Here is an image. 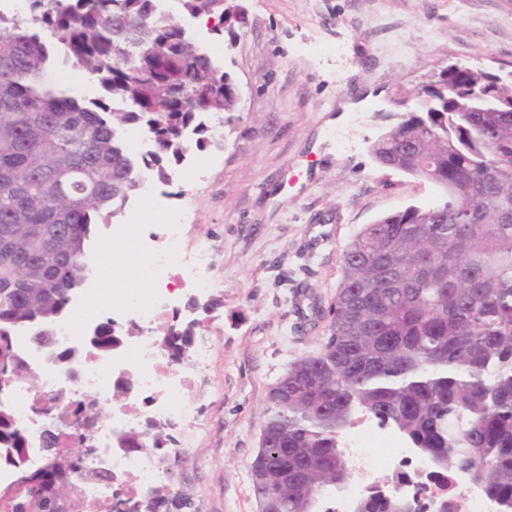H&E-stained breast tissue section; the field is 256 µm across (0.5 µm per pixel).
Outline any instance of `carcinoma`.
I'll return each instance as SVG.
<instances>
[{
	"label": "carcinoma",
	"mask_w": 512,
	"mask_h": 512,
	"mask_svg": "<svg viewBox=\"0 0 512 512\" xmlns=\"http://www.w3.org/2000/svg\"><path fill=\"white\" fill-rule=\"evenodd\" d=\"M194 16L220 0H183ZM33 26L0 14V327L49 325L86 279L96 226L123 215L151 175L169 180L187 133L205 117L232 121L239 94L214 59L154 0H29ZM52 31L43 40L37 27ZM92 75L112 105L47 81L57 62ZM487 72L451 67L418 108L370 145L375 161L442 190L365 225L343 254L323 350L292 363L270 387V414L251 466L258 512H318L319 492L353 480L342 441L368 415L439 471L462 472L512 512V82L498 76L493 108L465 112ZM144 128L141 154L127 133ZM68 228L67 247L43 236ZM193 328L165 341L180 359ZM0 360L22 376L13 346ZM0 444L22 458L25 434L0 415ZM94 475L58 452L40 472L17 466L33 496L14 512H50L43 490ZM359 512H424L402 498Z\"/></svg>",
	"instance_id": "obj_1"
}]
</instances>
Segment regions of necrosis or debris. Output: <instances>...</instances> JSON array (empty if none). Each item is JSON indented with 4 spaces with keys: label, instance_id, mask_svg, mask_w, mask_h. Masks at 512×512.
<instances>
[{
    "label": "necrosis or debris",
    "instance_id": "4bbe7bcc",
    "mask_svg": "<svg viewBox=\"0 0 512 512\" xmlns=\"http://www.w3.org/2000/svg\"><path fill=\"white\" fill-rule=\"evenodd\" d=\"M184 220V212L164 208L150 224L142 210L135 208L125 222L110 226L109 241L123 245L148 286L112 295L99 259H91L90 274L72 302L69 317L53 323L51 329L59 348L75 346L89 328L98 326L101 311L119 308L127 321L114 320L110 326L113 335L124 337L125 344L106 357L96 349H85L77 380H70L59 365L46 362L33 341L35 327L14 332V350L37 380L32 386L20 379L9 388L6 404L14 425L31 437L56 432L57 446L65 452L87 441L94 443V452L84 455L81 465L84 470L102 469L107 474L104 481L77 484L70 512H99L100 504L110 497L131 512L170 471L158 454L124 451L115 448L113 440L118 434L139 430L146 422L170 424L188 418L192 411L187 392L190 371L171 356L163 340L171 330L170 314L181 295L203 294L212 288V246L188 241ZM125 374L130 377L126 397L142 402V413L132 414L121 406L79 430L58 426L59 413L74 414L78 404H106ZM351 441L349 455L358 478L350 488L323 491L325 512H356L369 488L378 484L387 495L421 500L429 512L443 502L451 512H497L496 504L465 477L432 475L422 458L398 447L384 428L373 426L369 419L356 423Z\"/></svg>",
    "mask_w": 512,
    "mask_h": 512
}]
</instances>
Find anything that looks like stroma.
Segmentation results:
<instances>
[{"label":"stroma","instance_id":"stroma-1","mask_svg":"<svg viewBox=\"0 0 512 512\" xmlns=\"http://www.w3.org/2000/svg\"><path fill=\"white\" fill-rule=\"evenodd\" d=\"M217 35L182 0L170 15L211 48L237 84L239 110L191 156L208 177L148 181L190 211L192 239L217 246L207 308L179 306L211 349L192 381L198 422L164 427L176 460L156 493L185 512H258L250 465L268 391L294 361L320 352L343 253L382 215L438 202L432 183L380 166L370 144L388 114L410 110L449 67L512 75V0H227ZM381 98L326 127L367 89Z\"/></svg>","mask_w":512,"mask_h":512}]
</instances>
